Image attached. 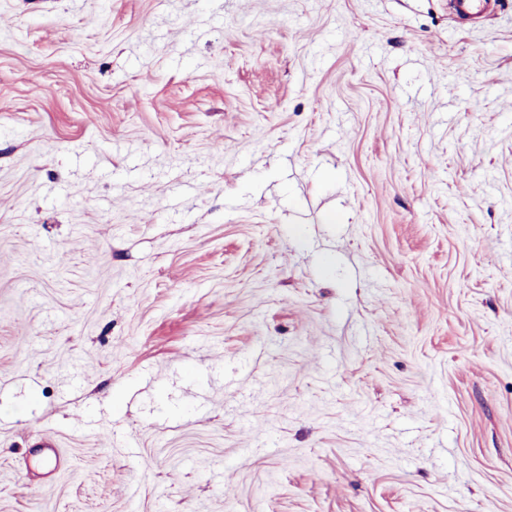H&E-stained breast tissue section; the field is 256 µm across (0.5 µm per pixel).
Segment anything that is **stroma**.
<instances>
[{"instance_id": "stroma-1", "label": "stroma", "mask_w": 512, "mask_h": 512, "mask_svg": "<svg viewBox=\"0 0 512 512\" xmlns=\"http://www.w3.org/2000/svg\"><path fill=\"white\" fill-rule=\"evenodd\" d=\"M0 0V512H512V0Z\"/></svg>"}]
</instances>
